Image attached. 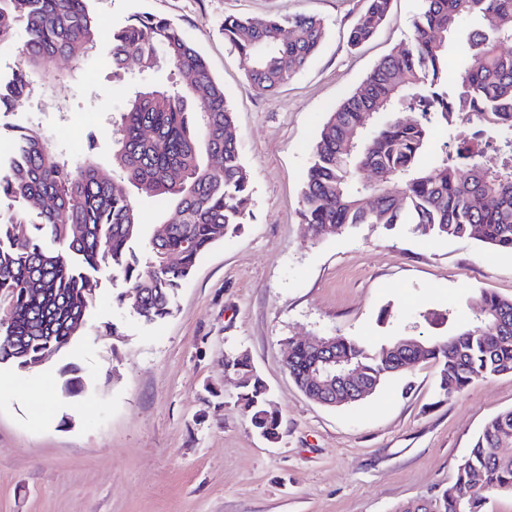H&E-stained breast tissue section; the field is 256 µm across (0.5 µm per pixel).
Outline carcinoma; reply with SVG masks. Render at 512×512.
<instances>
[{
	"label": "carcinoma",
	"mask_w": 512,
	"mask_h": 512,
	"mask_svg": "<svg viewBox=\"0 0 512 512\" xmlns=\"http://www.w3.org/2000/svg\"><path fill=\"white\" fill-rule=\"evenodd\" d=\"M391 0H367L349 43L369 40L386 20ZM470 63L448 70V41L462 24ZM410 41L381 59L366 79L328 113L312 148L300 211L317 238L359 224L392 229L409 224L419 236L472 238L491 250L512 252V0H422ZM23 29L19 63L0 82V112L68 78L44 70L62 56L71 74L85 73L98 48V21L88 0H0V44ZM224 39L243 58L253 89L273 94L319 51L326 25L314 15L224 18ZM140 73L169 65L182 78L169 85H139L113 113L112 162L121 180H104L92 154L80 163L56 151L39 129L13 139L0 163V303L13 321L0 326V364L27 370L79 335L94 295L91 273L106 270L128 288L117 299L148 321L171 314V298L205 253L239 233L251 217V184L224 87L172 20L145 13L112 30V74L128 59ZM402 112L412 116L403 118ZM451 131L448 149L435 151L436 127ZM492 150L495 168L484 166ZM372 174L360 180L363 168ZM166 204L165 232L145 249L137 198ZM51 239L58 249L46 247ZM468 324L422 339L423 360L439 364V391L460 392L475 381L512 373V298L483 292ZM394 336L378 346L334 336L329 354L380 388L399 373L404 351ZM288 372L312 399L335 391L311 382L321 358L288 338ZM237 379V402L269 441L280 420L270 411L269 387L244 352L224 355ZM64 392L85 381L67 370ZM512 493V410L489 419L436 497L438 512H490L492 499Z\"/></svg>",
	"instance_id": "1"
}]
</instances>
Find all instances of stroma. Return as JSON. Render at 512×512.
<instances>
[{
	"instance_id": "35a3bbf8",
	"label": "stroma",
	"mask_w": 512,
	"mask_h": 512,
	"mask_svg": "<svg viewBox=\"0 0 512 512\" xmlns=\"http://www.w3.org/2000/svg\"><path fill=\"white\" fill-rule=\"evenodd\" d=\"M366 0H88L101 27L137 13L179 24L224 87L252 187L251 217L199 261L172 316L145 321L119 304L122 279L98 274L95 301L71 345L43 366H0V512H394L453 479L487 420L512 409V374L446 397L439 367L410 365L367 401L309 400L285 365L295 337L358 336L378 345L429 336L420 312L469 320L488 290L512 298V252L474 239H425L410 225L360 224L315 241L300 217L312 146L325 117L412 34L421 0H392L357 49L348 31ZM315 15L319 53L274 94L249 86L225 42L226 16ZM125 83L92 66L12 112H0V158L11 128L39 127L73 159L94 151L116 178L109 134ZM246 352L272 390L280 438L257 434L236 399L225 354ZM78 366L82 395L65 397L60 369Z\"/></svg>"
}]
</instances>
